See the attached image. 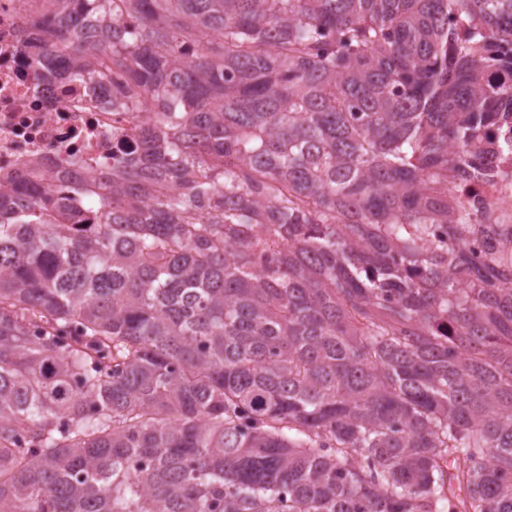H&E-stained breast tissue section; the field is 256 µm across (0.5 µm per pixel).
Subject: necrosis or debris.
<instances>
[{
	"label": "necrosis or debris",
	"instance_id": "1",
	"mask_svg": "<svg viewBox=\"0 0 512 512\" xmlns=\"http://www.w3.org/2000/svg\"><path fill=\"white\" fill-rule=\"evenodd\" d=\"M45 0H0V180L26 170L42 190L71 195L68 180L112 171V156L130 139L136 121L131 113L112 109L109 87L84 79L53 76L40 66L19 39L29 19L45 12ZM512 152L499 153L479 178L458 184L449 205L463 203L475 214L470 232L476 258L512 253Z\"/></svg>",
	"mask_w": 512,
	"mask_h": 512
}]
</instances>
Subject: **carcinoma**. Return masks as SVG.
Masks as SVG:
<instances>
[{
    "label": "carcinoma",
    "instance_id": "1",
    "mask_svg": "<svg viewBox=\"0 0 512 512\" xmlns=\"http://www.w3.org/2000/svg\"><path fill=\"white\" fill-rule=\"evenodd\" d=\"M50 2L143 125L88 214L0 187V512H512V267L448 209L512 0Z\"/></svg>",
    "mask_w": 512,
    "mask_h": 512
}]
</instances>
